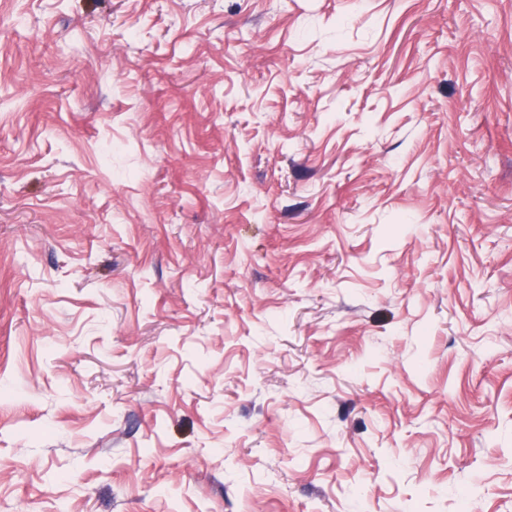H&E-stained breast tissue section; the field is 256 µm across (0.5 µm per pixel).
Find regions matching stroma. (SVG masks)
Returning <instances> with one entry per match:
<instances>
[{
    "instance_id": "stroma-1",
    "label": "stroma",
    "mask_w": 512,
    "mask_h": 512,
    "mask_svg": "<svg viewBox=\"0 0 512 512\" xmlns=\"http://www.w3.org/2000/svg\"><path fill=\"white\" fill-rule=\"evenodd\" d=\"M0 512H512V0H0Z\"/></svg>"
}]
</instances>
